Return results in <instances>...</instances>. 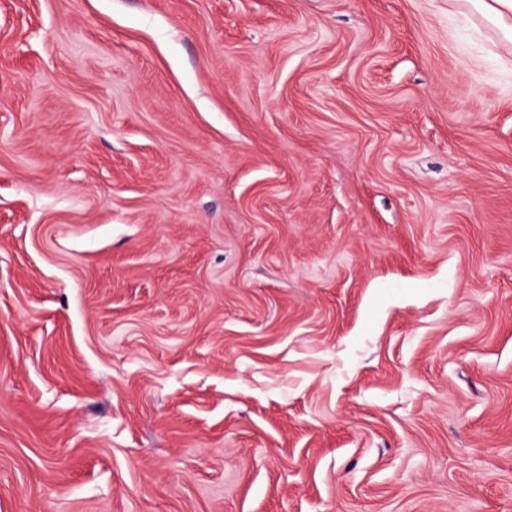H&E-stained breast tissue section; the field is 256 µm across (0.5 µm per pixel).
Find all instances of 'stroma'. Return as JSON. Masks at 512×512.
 <instances>
[{
	"label": "stroma",
	"mask_w": 512,
	"mask_h": 512,
	"mask_svg": "<svg viewBox=\"0 0 512 512\" xmlns=\"http://www.w3.org/2000/svg\"><path fill=\"white\" fill-rule=\"evenodd\" d=\"M510 54L451 0H0V512H512Z\"/></svg>",
	"instance_id": "1"
}]
</instances>
